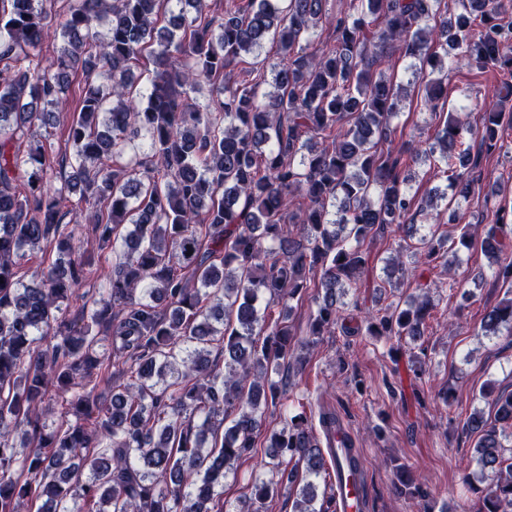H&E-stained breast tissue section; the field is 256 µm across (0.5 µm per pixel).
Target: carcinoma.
Returning <instances> with one entry per match:
<instances>
[{
	"label": "carcinoma",
	"instance_id": "carcinoma-1",
	"mask_svg": "<svg viewBox=\"0 0 512 512\" xmlns=\"http://www.w3.org/2000/svg\"><path fill=\"white\" fill-rule=\"evenodd\" d=\"M203 2L69 0L45 64L55 0H0V512L26 500L36 512H224V479L280 403L271 373L298 360L291 302L322 289L307 335L332 332L365 274V243L395 226L419 246L388 259L378 287L405 257L449 265L448 241L418 235V223L456 221L448 200L470 199L474 170L512 126L505 104L464 121L450 113L427 148L396 147L401 86L379 70L389 48L411 59L430 112L454 63L499 73L512 97V0H456L451 15L444 0H346L334 17L322 0H224L219 15ZM323 25L336 37L315 47ZM269 41L279 60L267 66L258 56ZM145 54L141 91L134 70ZM249 57L256 81H231ZM266 67L271 91L261 90ZM78 72L74 105L66 89ZM202 82L211 98L184 106ZM67 114L72 174L56 186L46 143L16 142ZM141 136L148 150L127 154ZM406 154L424 156L451 192L412 191ZM299 196L306 206L295 213ZM68 216L116 258L76 317L68 304L92 256L76 248ZM479 243L493 276L512 278V211H497ZM42 244L56 258L31 286L18 259ZM431 309L418 295L366 330L414 338ZM503 327L512 329V298L485 313L481 335ZM112 367L128 381L110 383ZM102 383L112 384L108 399ZM485 395L494 423L469 424L480 472L498 479L478 512H512V391ZM267 448L244 512L296 485L291 512H335L334 494L315 482L327 459L305 413L272 431Z\"/></svg>",
	"mask_w": 512,
	"mask_h": 512
}]
</instances>
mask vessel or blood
Returning <instances> with one entry per match:
<instances>
[{"label":"vessel or blood","instance_id":"1","mask_svg":"<svg viewBox=\"0 0 512 512\" xmlns=\"http://www.w3.org/2000/svg\"><path fill=\"white\" fill-rule=\"evenodd\" d=\"M346 425H337L331 431L336 465L332 485L336 496V512H369L367 480L363 468L353 465L347 450Z\"/></svg>","mask_w":512,"mask_h":512}]
</instances>
